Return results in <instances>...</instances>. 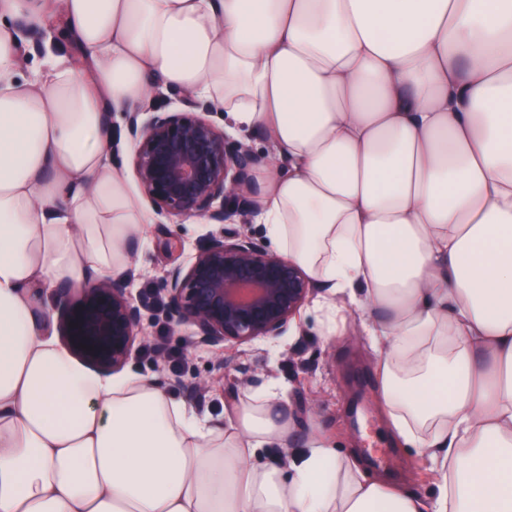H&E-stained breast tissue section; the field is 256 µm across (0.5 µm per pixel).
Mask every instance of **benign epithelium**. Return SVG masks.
Returning <instances> with one entry per match:
<instances>
[{"label": "benign epithelium", "instance_id": "benign-epithelium-1", "mask_svg": "<svg viewBox=\"0 0 512 512\" xmlns=\"http://www.w3.org/2000/svg\"><path fill=\"white\" fill-rule=\"evenodd\" d=\"M176 106L128 116L133 167L142 194L171 220L205 216L222 224L229 205H247L238 194L257 158L229 147L224 129L203 99L169 89ZM163 297L132 298L110 278L79 289H59V322L68 348L87 364L113 370L131 357L144 313L162 308L170 329H193L196 343L225 347L276 339L289 328L313 292L303 270L268 251L246 233L207 234L186 266L169 271Z\"/></svg>", "mask_w": 512, "mask_h": 512}]
</instances>
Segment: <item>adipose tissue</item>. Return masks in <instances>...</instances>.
Masks as SVG:
<instances>
[{
    "instance_id": "ef3b65f1",
    "label": "adipose tissue",
    "mask_w": 512,
    "mask_h": 512,
    "mask_svg": "<svg viewBox=\"0 0 512 512\" xmlns=\"http://www.w3.org/2000/svg\"><path fill=\"white\" fill-rule=\"evenodd\" d=\"M83 61L19 79L20 28ZM260 132L253 220L373 319L378 402L440 472L368 475L276 385L224 419L58 342L53 292L126 275L151 215L110 150L158 87ZM0 512H512V0H0Z\"/></svg>"
}]
</instances>
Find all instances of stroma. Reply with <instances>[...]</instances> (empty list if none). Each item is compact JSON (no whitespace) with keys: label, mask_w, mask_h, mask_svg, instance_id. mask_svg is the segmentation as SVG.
I'll return each instance as SVG.
<instances>
[{"label":"stroma","mask_w":512,"mask_h":512,"mask_svg":"<svg viewBox=\"0 0 512 512\" xmlns=\"http://www.w3.org/2000/svg\"><path fill=\"white\" fill-rule=\"evenodd\" d=\"M78 59L81 51L63 33L61 22L43 29L21 31V76H29L47 53ZM210 225L184 221L166 223L154 217L131 244L142 265L127 288L131 296L157 291L167 272L186 265ZM169 351L178 363L155 362L146 351L136 352L128 369L155 375L175 398L192 404L198 413L221 417L245 400L247 394L277 380L285 390L284 405L297 423V438L318 427L331 435L341 452H356L372 474L390 473L428 498L439 478L429 473L419 453L398 442L388 431L387 417L377 401L374 358L360 320H353L343 336L326 339L319 332L318 314L306 303L296 324L275 340L258 339L226 345L223 351L193 343L188 327L168 332ZM207 381L204 393L189 387ZM388 451L387 463L372 458L373 447Z\"/></svg>","instance_id":"35a3bbf8"}]
</instances>
